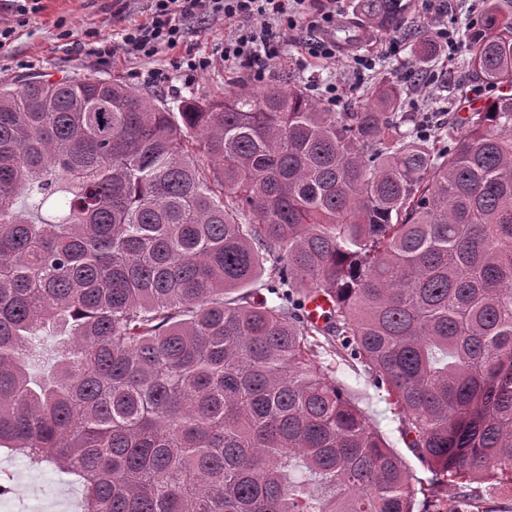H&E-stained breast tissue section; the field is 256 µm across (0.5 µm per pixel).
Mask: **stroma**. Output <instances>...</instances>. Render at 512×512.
<instances>
[{
  "mask_svg": "<svg viewBox=\"0 0 512 512\" xmlns=\"http://www.w3.org/2000/svg\"><path fill=\"white\" fill-rule=\"evenodd\" d=\"M148 9V0H40L38 11L22 17L14 0H0V26L16 30L10 47L0 51V83L16 86L39 74L56 79L75 73L116 78L172 108L189 98L220 100L240 84L251 83L250 73L233 65L219 64L203 72L179 69L172 53L163 52L149 60L120 52L108 60L100 58L99 48L118 41L121 29L130 20L143 19ZM63 27L72 30V37L59 39ZM363 32L360 49L374 53L373 69L349 67L342 56L332 64L318 62L302 53L295 35L290 34L278 63L267 68L265 79L301 84L314 98L325 85H336L335 109L348 112L360 105L364 89L385 75L407 84L405 111L428 112L438 122L465 117L468 104H482L494 94L461 70L463 52L452 55L440 47L433 61L422 64L406 33L393 36L373 25L364 26ZM393 38L400 44L395 54L388 50ZM159 69L168 73L166 83L152 81V71ZM334 376L357 397L359 407L400 456L414 482H429L430 472L408 448L384 393L371 387L363 371L351 365L337 364ZM0 485L8 489L0 496V512H33L38 504L45 512H83L82 488L76 476L51 465L31 463L4 448L0 449Z\"/></svg>",
  "mask_w": 512,
  "mask_h": 512,
  "instance_id": "stroma-1",
  "label": "stroma"
}]
</instances>
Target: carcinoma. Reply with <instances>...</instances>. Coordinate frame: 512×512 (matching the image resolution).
Wrapping results in <instances>:
<instances>
[{
    "mask_svg": "<svg viewBox=\"0 0 512 512\" xmlns=\"http://www.w3.org/2000/svg\"><path fill=\"white\" fill-rule=\"evenodd\" d=\"M408 8L359 4L392 32ZM459 37L499 90L465 126L384 78L358 112L289 83L176 114L118 79L0 84V447L78 477L84 512H414L334 355L448 512L512 494V0ZM334 377L336 381L344 384L350 391L358 397V405L367 412L374 426L384 436L391 448L396 451L402 461L405 463L410 474L412 475L413 488L417 491L415 496V512H438L434 505L438 504L435 499H439L440 503H446L456 496L455 487L448 485V488H442L437 497H429L423 495L420 489L422 486L429 484L432 474L410 451L406 444V438L400 433L399 422L390 410V406L385 400L386 393L376 391L367 381L366 375L361 370H355L351 365L340 363L335 365ZM448 494V497H447Z\"/></svg>",
    "mask_w": 512,
    "mask_h": 512,
    "instance_id": "cac0c4a2",
    "label": "carcinoma"
}]
</instances>
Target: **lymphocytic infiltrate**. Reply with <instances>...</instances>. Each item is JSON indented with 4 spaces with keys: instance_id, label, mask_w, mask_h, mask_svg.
Segmentation results:
<instances>
[{
    "instance_id": "lymphocytic-infiltrate-1",
    "label": "lymphocytic infiltrate",
    "mask_w": 512,
    "mask_h": 512,
    "mask_svg": "<svg viewBox=\"0 0 512 512\" xmlns=\"http://www.w3.org/2000/svg\"><path fill=\"white\" fill-rule=\"evenodd\" d=\"M344 0H151V12L142 21L128 23L121 33L124 54L150 59L174 52L183 42L188 23L197 19L224 21L229 33L219 57H190L191 71L211 68L215 60L247 69L263 80L269 61L281 52L286 32L306 29L312 36L308 54L326 62L337 53L336 23L344 16Z\"/></svg>"
}]
</instances>
